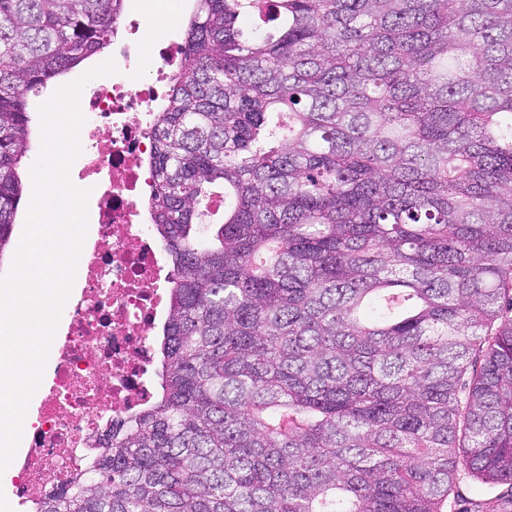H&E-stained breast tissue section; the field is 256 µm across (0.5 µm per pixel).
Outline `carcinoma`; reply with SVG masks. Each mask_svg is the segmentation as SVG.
Here are the masks:
<instances>
[{
    "label": "carcinoma",
    "instance_id": "obj_1",
    "mask_svg": "<svg viewBox=\"0 0 512 512\" xmlns=\"http://www.w3.org/2000/svg\"><path fill=\"white\" fill-rule=\"evenodd\" d=\"M124 2L0 0V260L28 95ZM193 2L161 393L37 512H447L462 472L512 505V0Z\"/></svg>",
    "mask_w": 512,
    "mask_h": 512
}]
</instances>
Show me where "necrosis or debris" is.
I'll return each mask as SVG.
<instances>
[{"instance_id": "4bbe7bcc", "label": "necrosis or debris", "mask_w": 512, "mask_h": 512, "mask_svg": "<svg viewBox=\"0 0 512 512\" xmlns=\"http://www.w3.org/2000/svg\"><path fill=\"white\" fill-rule=\"evenodd\" d=\"M171 23L166 16L129 21L131 39L115 49L123 71L88 82L79 100L86 131L78 177L95 200L98 235L81 250L84 286L69 294L70 322L49 347L53 377L25 429L28 451L10 462L26 512L81 473L98 456L100 441L120 433L154 399L152 334L170 272L145 211L152 128L167 72L181 56L180 44L155 41L154 34ZM147 51L154 59L148 82L142 79Z\"/></svg>"}]
</instances>
